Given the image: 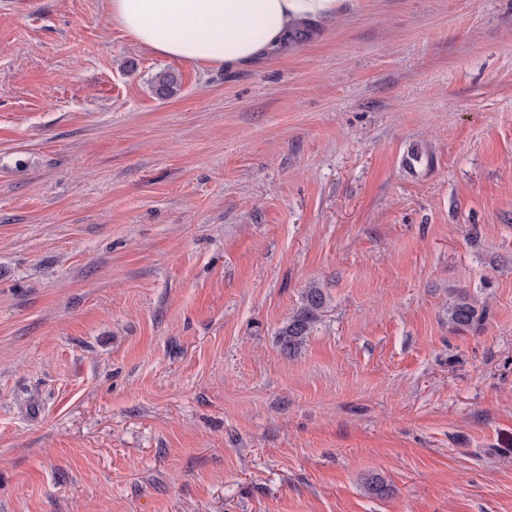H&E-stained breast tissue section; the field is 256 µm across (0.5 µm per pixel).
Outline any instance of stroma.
Wrapping results in <instances>:
<instances>
[{"label": "stroma", "mask_w": 512, "mask_h": 512, "mask_svg": "<svg viewBox=\"0 0 512 512\" xmlns=\"http://www.w3.org/2000/svg\"><path fill=\"white\" fill-rule=\"evenodd\" d=\"M0 512H512V0L230 72L0 0ZM151 90L160 99H168L180 90L179 77L169 71L156 73L151 80ZM327 304L328 296L323 288L317 284L306 288L303 307L278 332L277 343L283 353L294 355L301 350L314 322ZM486 309L481 312L466 293L457 294L448 300V326L453 331L467 330L484 319Z\"/></svg>", "instance_id": "obj_1"}]
</instances>
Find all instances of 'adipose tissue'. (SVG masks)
Masks as SVG:
<instances>
[{
  "label": "adipose tissue",
  "instance_id": "ef3b65f1",
  "mask_svg": "<svg viewBox=\"0 0 512 512\" xmlns=\"http://www.w3.org/2000/svg\"><path fill=\"white\" fill-rule=\"evenodd\" d=\"M344 0H107L112 20L155 54L246 70L285 52L298 31L334 20Z\"/></svg>",
  "mask_w": 512,
  "mask_h": 512
}]
</instances>
